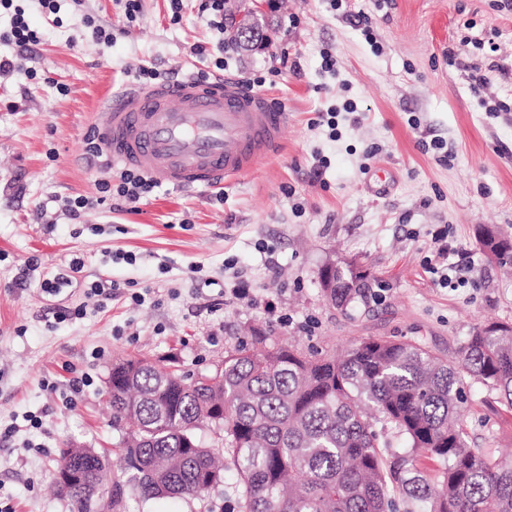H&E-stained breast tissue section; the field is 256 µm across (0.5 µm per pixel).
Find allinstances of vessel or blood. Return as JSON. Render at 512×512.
<instances>
[{
    "mask_svg": "<svg viewBox=\"0 0 512 512\" xmlns=\"http://www.w3.org/2000/svg\"><path fill=\"white\" fill-rule=\"evenodd\" d=\"M288 114L237 82L186 79L108 95L99 129L113 168L177 189L214 188L278 152Z\"/></svg>",
    "mask_w": 512,
    "mask_h": 512,
    "instance_id": "vessel-or-blood-1",
    "label": "vessel or blood"
}]
</instances>
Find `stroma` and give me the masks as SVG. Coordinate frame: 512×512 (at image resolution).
Here are the masks:
<instances>
[{"label": "stroma", "instance_id": "stroma-1", "mask_svg": "<svg viewBox=\"0 0 512 512\" xmlns=\"http://www.w3.org/2000/svg\"><path fill=\"white\" fill-rule=\"evenodd\" d=\"M15 3L42 39L32 77L0 73V493L14 512H71L52 480L59 448L122 439L107 408L116 362L207 374L258 336L336 355L368 337L408 339L451 360L475 324L512 323V270L478 241L483 225L512 235L511 12L492 0H272L266 45L229 48L224 74L260 79V93L284 104L281 150L221 190L163 186L138 211L93 205L77 224L69 201L98 196L84 137L100 99L143 65L172 79L211 70L219 36L201 0L177 12L141 0L131 21L122 0H57L53 14L39 0ZM360 11L371 34L354 22ZM90 19L111 29V44L88 36ZM477 59L495 66L481 97L465 72ZM493 100L506 110L488 114ZM349 101L356 112L343 111ZM335 106L332 131L319 115ZM447 247L472 252L465 282L443 284L429 268ZM75 257L76 279L44 293L43 278ZM33 258L26 287H14ZM331 261L370 271L371 296L345 312L329 305L317 273ZM96 281L117 283L119 296L97 306L87 297ZM135 291L144 304L131 302ZM79 306L85 318L59 321ZM82 374L91 384L73 393ZM466 398L471 446L512 456V411L475 382ZM29 412L40 429L23 428ZM237 499L230 473L204 497L131 508L234 512Z\"/></svg>", "mask_w": 512, "mask_h": 512}]
</instances>
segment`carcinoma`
<instances>
[{"instance_id":"obj_1","label":"carcinoma","mask_w":512,"mask_h":512,"mask_svg":"<svg viewBox=\"0 0 512 512\" xmlns=\"http://www.w3.org/2000/svg\"><path fill=\"white\" fill-rule=\"evenodd\" d=\"M486 257L508 238L480 230ZM367 274H336L325 299L345 310L365 299ZM132 385L112 383V425L133 429L109 453L60 449L58 466L81 470L112 490L125 510V484L143 499L199 498L224 483L231 463L239 512H512V461L471 447L460 418L465 385L474 380L512 410V324L475 326L455 361L416 342L368 337L336 359L291 347L237 345L206 383L146 359L112 366ZM224 408L216 447L195 442L191 425ZM400 433L406 448L387 464L381 434ZM126 483H104L110 454ZM428 459L439 465L430 474Z\"/></svg>"}]
</instances>
